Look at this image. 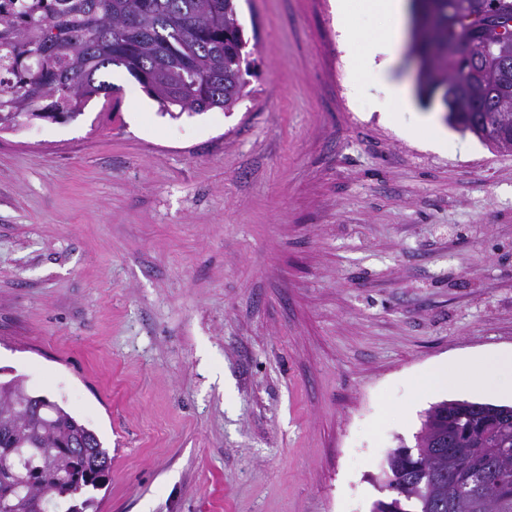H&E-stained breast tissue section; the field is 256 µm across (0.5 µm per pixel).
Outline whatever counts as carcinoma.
Wrapping results in <instances>:
<instances>
[{
    "label": "carcinoma",
    "instance_id": "obj_1",
    "mask_svg": "<svg viewBox=\"0 0 512 512\" xmlns=\"http://www.w3.org/2000/svg\"><path fill=\"white\" fill-rule=\"evenodd\" d=\"M417 91L448 124L512 151V64L487 59L475 28L512 0H414ZM246 42L232 0H27L0 14V132L20 120L75 116L115 87L124 67L172 117L231 111L248 96ZM456 485L448 489V470ZM112 456L95 432L16 377L0 380V512H99ZM377 480L390 491L372 512H512V406L442 400L415 444L394 449Z\"/></svg>",
    "mask_w": 512,
    "mask_h": 512
}]
</instances>
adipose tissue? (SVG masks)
Wrapping results in <instances>:
<instances>
[{
  "instance_id": "ef3b65f1",
  "label": "adipose tissue",
  "mask_w": 512,
  "mask_h": 512,
  "mask_svg": "<svg viewBox=\"0 0 512 512\" xmlns=\"http://www.w3.org/2000/svg\"><path fill=\"white\" fill-rule=\"evenodd\" d=\"M408 9L406 0H336L339 19H346L354 11L385 18L386 25L380 35L368 43H361L349 28L343 33V41L351 56L373 61L374 78L387 87L391 104L399 110L406 109L412 102L408 85L396 80L392 74V65L406 39ZM464 380L475 388L512 396V351H501L481 359ZM464 380L447 364L440 363L427 376L416 379L415 387L419 395L425 396L440 389L455 388Z\"/></svg>"
}]
</instances>
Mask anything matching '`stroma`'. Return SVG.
Here are the masks:
<instances>
[{"label":"stroma","instance_id":"obj_1","mask_svg":"<svg viewBox=\"0 0 512 512\" xmlns=\"http://www.w3.org/2000/svg\"><path fill=\"white\" fill-rule=\"evenodd\" d=\"M334 0H234L232 111L118 105L0 133V379L112 455L100 512H371L388 453L512 349V152L351 94ZM462 381L456 372L448 369V364L440 363L435 365L427 376L417 378L415 387L419 396H425L436 390L453 389Z\"/></svg>","mask_w":512,"mask_h":512}]
</instances>
